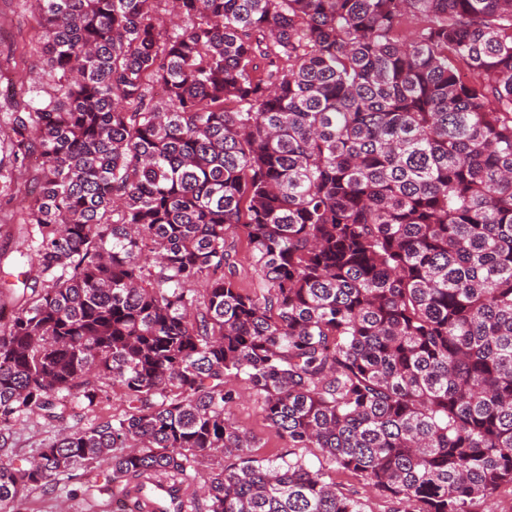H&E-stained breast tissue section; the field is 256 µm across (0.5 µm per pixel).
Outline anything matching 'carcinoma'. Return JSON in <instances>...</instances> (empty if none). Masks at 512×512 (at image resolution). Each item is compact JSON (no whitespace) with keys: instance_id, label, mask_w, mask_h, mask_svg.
<instances>
[{"instance_id":"carcinoma-1","label":"carcinoma","mask_w":512,"mask_h":512,"mask_svg":"<svg viewBox=\"0 0 512 512\" xmlns=\"http://www.w3.org/2000/svg\"><path fill=\"white\" fill-rule=\"evenodd\" d=\"M0 115V512L105 463L134 512H473L512 488V0H20ZM242 230L260 294L232 276ZM247 384L287 451L232 417ZM26 467L15 429L107 388ZM318 450L312 463L303 453ZM41 38L37 18L18 0H0V106L4 105V86L15 74H23L22 88L11 87L13 94L9 97L21 105L30 103L32 87L43 82ZM0 224V287L1 282L8 280L9 283H16V275L25 269L19 263V255L16 253L19 236L22 234L23 224ZM5 273H12L13 276H5Z\"/></svg>"}]
</instances>
